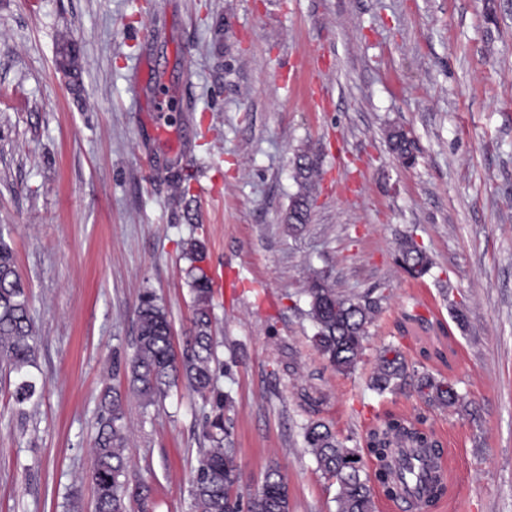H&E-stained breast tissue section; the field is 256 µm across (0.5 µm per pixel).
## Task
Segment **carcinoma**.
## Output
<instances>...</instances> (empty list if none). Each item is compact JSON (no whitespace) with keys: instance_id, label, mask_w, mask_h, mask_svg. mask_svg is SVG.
<instances>
[{"instance_id":"cac0c4a2","label":"carcinoma","mask_w":512,"mask_h":512,"mask_svg":"<svg viewBox=\"0 0 512 512\" xmlns=\"http://www.w3.org/2000/svg\"><path fill=\"white\" fill-rule=\"evenodd\" d=\"M58 54L74 71L80 69V49L62 34ZM391 152L398 158L411 153L412 142L400 128L387 132ZM298 190L292 197L284 222L291 232L307 223L313 205V162L304 150L293 161ZM182 255L189 261L193 318L189 336L181 353L171 340V323L165 306L151 292L141 294L137 306L135 350L125 367L129 389L142 401L143 409L157 404L168 390L180 383L212 404L215 414L205 418L203 439L209 447L202 450L192 481L191 512H290L288 490L283 476L270 469L261 487L248 493L246 502L233 497L239 482L234 462L230 430L224 423V395L216 387L220 369L212 335V280L205 266L206 246L197 239L184 243ZM398 262L405 271L421 278L428 274L432 261L409 236L398 243ZM308 317L314 324L311 337L315 350L338 373H352L364 351L368 326L377 312L379 300L346 296L333 287L327 277L315 275L305 289ZM31 295L20 277L13 250L0 236V367L15 377L14 401L18 413L26 417L25 406L39 397L30 369L35 367L36 342L30 317ZM408 377V367L398 347L386 346L379 356L370 387L380 396L397 393ZM417 392L426 402L449 407L463 399L447 382L423 373L417 380ZM125 424V404L120 390H105L101 398L97 433L92 449L91 481L96 495V512H127L126 498L130 480ZM304 441L322 473L335 480L336 512H374L371 480L379 482L384 495L397 498L401 485L393 463L396 448H417L437 459L442 445L425 421L387 415L371 428L366 438V453L376 460L375 478L365 473L363 457L356 448L340 442L323 422L311 421L304 428Z\"/></svg>"}]
</instances>
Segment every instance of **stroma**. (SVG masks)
Here are the masks:
<instances>
[{"mask_svg": "<svg viewBox=\"0 0 512 512\" xmlns=\"http://www.w3.org/2000/svg\"><path fill=\"white\" fill-rule=\"evenodd\" d=\"M63 31L82 48L76 92L56 66ZM160 85L175 94L163 139L144 112ZM392 126L413 166L390 153ZM300 149L318 181L292 234ZM0 232L33 295L45 384L22 420L0 371V512H95L108 386L127 393L130 481L150 512H191L209 407L181 384L142 410L121 366L147 289L182 350L193 238L220 281L217 388L241 493L276 466L292 512H336L304 425L361 448L395 414L445 440L455 497L435 512H512V0H0ZM406 235L433 262L423 278L397 261ZM318 270L380 299L348 375L310 342ZM390 344L462 401L429 406L412 382L378 396Z\"/></svg>", "mask_w": 512, "mask_h": 512, "instance_id": "1", "label": "stroma"}]
</instances>
